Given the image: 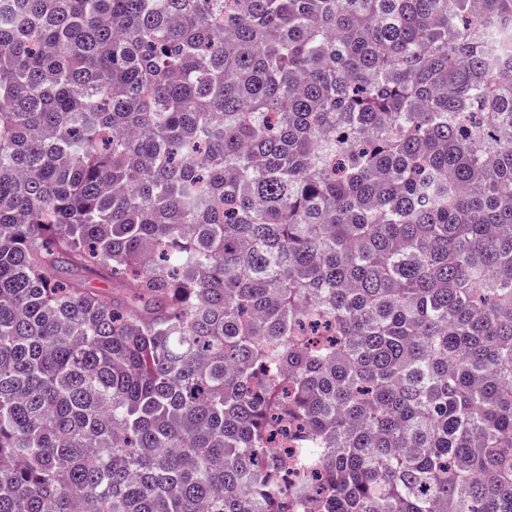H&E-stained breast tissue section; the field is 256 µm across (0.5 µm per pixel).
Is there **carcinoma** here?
Returning <instances> with one entry per match:
<instances>
[{"label": "carcinoma", "instance_id": "obj_1", "mask_svg": "<svg viewBox=\"0 0 512 512\" xmlns=\"http://www.w3.org/2000/svg\"><path fill=\"white\" fill-rule=\"evenodd\" d=\"M506 69L512 0H0V512H512Z\"/></svg>", "mask_w": 512, "mask_h": 512}]
</instances>
